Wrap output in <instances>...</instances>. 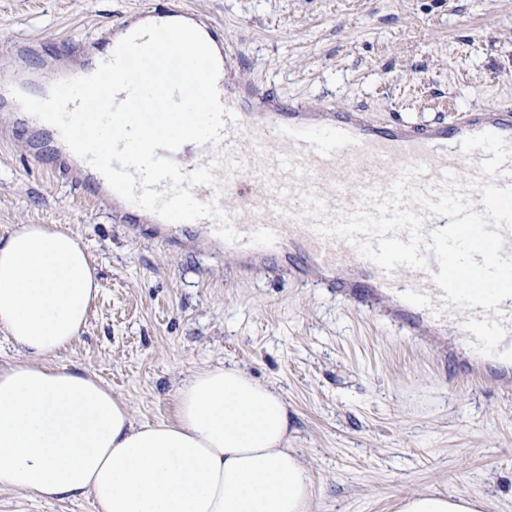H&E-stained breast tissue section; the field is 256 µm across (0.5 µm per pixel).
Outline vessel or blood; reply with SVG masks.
Returning <instances> with one entry per match:
<instances>
[{
  "mask_svg": "<svg viewBox=\"0 0 512 512\" xmlns=\"http://www.w3.org/2000/svg\"><path fill=\"white\" fill-rule=\"evenodd\" d=\"M184 21L197 26L212 42L220 74V100L232 112L218 144L187 143L173 152L184 172L212 167L215 184L193 187L201 202H216L239 235L238 241L222 239L212 219L196 226L217 250L264 262L283 256L290 272L318 276L328 287L355 301L391 300L398 320L415 339L429 343L433 336L454 330L464 336L470 360L464 370L480 380H493L501 388L512 386V298L498 310L444 308L443 291L433 282L439 265L429 258L426 269L405 266L393 272L381 270L360 255L357 247L336 235H324L314 219L302 216L304 197L319 199L322 218L335 221L358 209L365 192L387 190L393 178L409 167H421L414 185L420 190L444 185L447 173L467 184V196L475 211H482L481 194L471 189L480 180L482 150L464 153L462 141L489 132L512 147V107L494 105L473 111L461 122L428 125L393 121L378 124L360 110H330L313 114L294 104L281 103L273 92L256 94L253 86H232L226 72L233 60L224 49L217 28L199 22L195 14L170 7L146 5L134 22L119 25L106 38L108 51L90 56L79 68L19 71L0 63V107L13 112L35 148L37 156L52 168L65 171L74 184L87 188L123 222L146 217L157 237L178 241L184 223L170 222L118 196L104 176L67 146L60 132L26 112L13 96L29 83L52 87L56 82L93 74L110 59V51L146 23Z\"/></svg>",
  "mask_w": 512,
  "mask_h": 512,
  "instance_id": "1",
  "label": "vessel or blood"
}]
</instances>
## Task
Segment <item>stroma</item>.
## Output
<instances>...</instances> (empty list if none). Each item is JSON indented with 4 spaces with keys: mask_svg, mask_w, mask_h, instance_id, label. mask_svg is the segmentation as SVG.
Here are the masks:
<instances>
[{
    "mask_svg": "<svg viewBox=\"0 0 512 512\" xmlns=\"http://www.w3.org/2000/svg\"><path fill=\"white\" fill-rule=\"evenodd\" d=\"M145 2L0 0V49L100 39ZM182 3L219 27L235 80L285 103L414 124L512 106V0ZM15 224H59L87 247L100 291L60 362L97 374L136 421L172 419L182 379L234 365L287 401L311 512H398L420 492L512 512V392L442 362L457 337L427 347L389 321L388 301L371 308L276 264L241 272L201 237L150 240L0 133V234ZM0 512L95 510L1 488Z\"/></svg>",
    "mask_w": 512,
    "mask_h": 512,
    "instance_id": "35a3bbf8",
    "label": "stroma"
}]
</instances>
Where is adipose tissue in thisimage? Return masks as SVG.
Returning a JSON list of instances; mask_svg holds the SVG:
<instances>
[{
  "mask_svg": "<svg viewBox=\"0 0 512 512\" xmlns=\"http://www.w3.org/2000/svg\"><path fill=\"white\" fill-rule=\"evenodd\" d=\"M99 292L86 248L56 224L0 235V488L87 497L97 512H310L311 477L288 446V404L244 371L214 366L176 391L174 417L136 421L95 373L58 364ZM433 493L400 512H484Z\"/></svg>",
  "mask_w": 512,
  "mask_h": 512,
  "instance_id": "obj_1",
  "label": "adipose tissue"
}]
</instances>
